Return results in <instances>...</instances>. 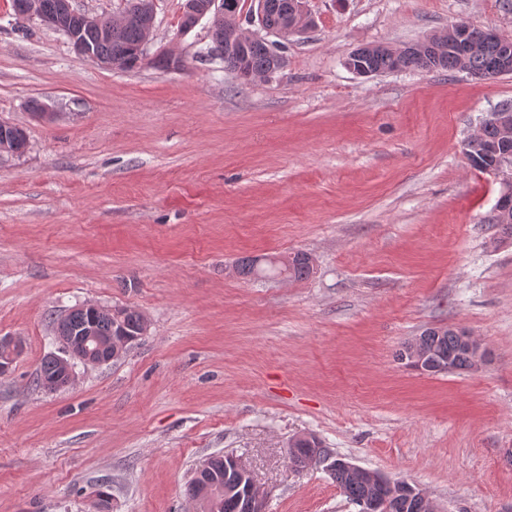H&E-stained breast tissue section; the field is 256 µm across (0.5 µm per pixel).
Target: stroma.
<instances>
[{
  "label": "stroma",
  "mask_w": 512,
  "mask_h": 512,
  "mask_svg": "<svg viewBox=\"0 0 512 512\" xmlns=\"http://www.w3.org/2000/svg\"><path fill=\"white\" fill-rule=\"evenodd\" d=\"M157 0L144 62L101 65L0 0V512H195L208 457H243L267 512H358L291 439L403 479L435 512H512V240L502 178L464 143L512 106V73L346 61L465 22L512 38V0H308L285 67L243 82L208 57V23ZM173 54L178 70L155 60ZM45 108L36 114L34 104ZM304 251L309 279L242 278L239 258ZM142 312L119 358L36 383L76 306ZM488 350L475 373L399 360L428 326ZM392 50L393 48L389 46L373 45L360 48L354 53H360L358 59L379 74L393 72L395 60Z\"/></svg>",
  "instance_id": "35a3bbf8"
}]
</instances>
